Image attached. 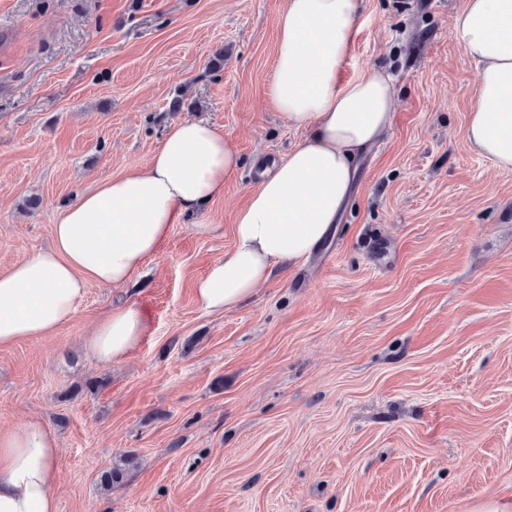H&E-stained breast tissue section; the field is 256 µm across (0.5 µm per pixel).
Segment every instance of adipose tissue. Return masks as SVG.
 Instances as JSON below:
<instances>
[{
    "mask_svg": "<svg viewBox=\"0 0 512 512\" xmlns=\"http://www.w3.org/2000/svg\"><path fill=\"white\" fill-rule=\"evenodd\" d=\"M361 9L362 0H287L268 94L289 125L309 134L263 174L236 214L231 250L195 281L203 310L243 304L276 270L317 250L341 217L360 160L391 127L387 69L338 79ZM451 37L482 65L466 139L512 172V0H464ZM240 164L235 144L216 126L185 120L170 127L146 169L82 192L54 224L51 245L0 274V347L51 335L72 320L90 284L126 285L162 252L173 224L220 196ZM143 329L135 304L116 305L85 344L99 362L117 363ZM57 454V438L38 417L0 427V512H56Z\"/></svg>",
    "mask_w": 512,
    "mask_h": 512,
    "instance_id": "obj_1",
    "label": "adipose tissue"
}]
</instances>
